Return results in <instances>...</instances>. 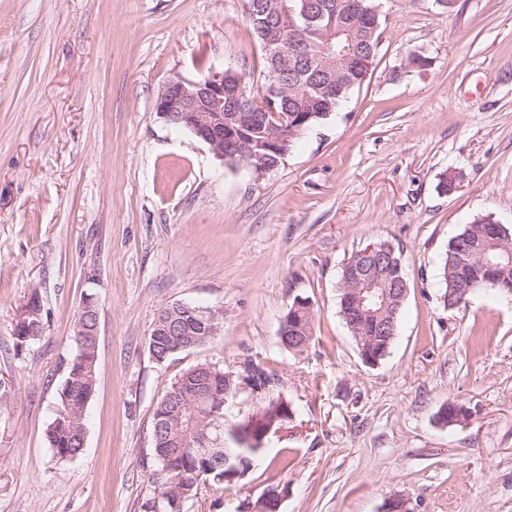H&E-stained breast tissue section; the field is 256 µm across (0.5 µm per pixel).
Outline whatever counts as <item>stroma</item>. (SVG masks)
<instances>
[{"instance_id": "obj_1", "label": "stroma", "mask_w": 512, "mask_h": 512, "mask_svg": "<svg viewBox=\"0 0 512 512\" xmlns=\"http://www.w3.org/2000/svg\"><path fill=\"white\" fill-rule=\"evenodd\" d=\"M382 18L369 74L263 176L230 167L156 102L167 83L227 69L267 83L243 0H0V512H142L153 497V414L171 383L244 361L288 401L287 429L237 483L187 512H512V301L444 308L440 258L474 218L512 229V0H370ZM428 64L407 67L411 53ZM452 177L450 190L441 181ZM389 242L408 278L397 333L363 363L339 314L352 252ZM38 297L44 329L17 347ZM98 306L95 391L81 453L47 440ZM311 302L300 355L278 343ZM183 303L220 333L164 362L148 338ZM455 402L466 420L445 425ZM296 301L297 300H295L294 303L291 305L286 316L289 318L291 324V333L295 334L296 336H299L300 341L306 339L308 347L313 337L312 325L314 314L313 311H308L306 309V304L300 303L299 308L293 311Z\"/></svg>"}]
</instances>
